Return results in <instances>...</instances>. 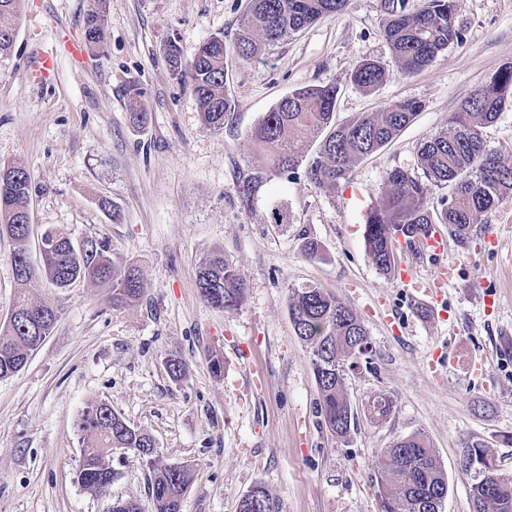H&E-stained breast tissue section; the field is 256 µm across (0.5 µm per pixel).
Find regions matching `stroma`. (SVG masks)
<instances>
[{
	"label": "stroma",
	"mask_w": 512,
	"mask_h": 512,
	"mask_svg": "<svg viewBox=\"0 0 512 512\" xmlns=\"http://www.w3.org/2000/svg\"><path fill=\"white\" fill-rule=\"evenodd\" d=\"M248 0H108L102 53L73 64L66 39H81L89 0H24L8 56L0 58V166L32 176L31 239L48 230L75 246L102 241L134 262L141 297L113 307L106 288L80 282L32 291L58 319L24 369L0 380V512H112L133 499L149 508L151 474L137 451L112 455L117 472L97 493L78 481L84 443L76 419L102 400L153 436L157 464L186 463L195 480L182 512H238L256 483L281 512H378L373 463L379 449L420 434L448 476L441 512H473L458 468L463 448L485 445L512 476V199L481 213L467 239L452 243L461 276L442 304L450 320H430L398 273L383 274L365 246V225L349 195L372 205L387 171L416 170L421 145L447 130L448 116L512 63V0H455L461 44L423 71L396 66L383 37V0H349L346 10L240 60L235 38ZM223 33L231 114L223 131L199 119L191 92L171 76L164 42L177 36L184 58ZM43 49L58 66L30 81ZM366 59L387 80L371 92L349 80ZM339 88L334 120L378 112L407 99L417 117L391 143L356 164L347 185L315 187L304 170L274 174L249 133L265 112L306 85ZM137 86L151 114L145 131L129 121L125 90ZM259 178L250 207L240 180ZM284 223H276V213ZM320 251L307 258L303 246ZM223 251L246 285L229 313L207 306L196 269ZM316 285L361 318L370 352L344 368L357 412L349 436L321 424L311 351L288 314L292 288ZM496 303L485 308L480 294ZM224 357L213 375L212 352ZM188 370L172 381L170 356ZM386 395L385 421L364 411Z\"/></svg>",
	"instance_id": "stroma-1"
}]
</instances>
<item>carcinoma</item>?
<instances>
[{
	"instance_id": "1",
	"label": "carcinoma",
	"mask_w": 512,
	"mask_h": 512,
	"mask_svg": "<svg viewBox=\"0 0 512 512\" xmlns=\"http://www.w3.org/2000/svg\"><path fill=\"white\" fill-rule=\"evenodd\" d=\"M348 0H249L235 41L243 61L258 57L266 48L318 20L343 11ZM21 0H0V57L10 53L16 28L9 19L19 15ZM107 0H90L84 21L85 44L103 49ZM383 35L401 70L415 74L431 65L452 44L464 40L457 24L455 0H428L417 12L386 5ZM165 58L172 77L189 86L201 122L214 131L224 130L231 101L226 92L224 35L204 40L194 56L183 57L178 40L166 43ZM387 78L385 66L365 60L349 79L370 92ZM131 123L148 125L149 112L139 100L137 88L126 90ZM338 87L334 83L307 85L294 90L291 99L279 101L251 131L264 161L276 174L301 166L303 144L313 133H325L305 173L317 188L334 190L346 181L358 162L389 144L417 116V101H397L380 112H362L337 125L334 112ZM512 105V65L476 89L459 111L450 115L449 131L426 141L418 153L417 174L403 169L386 172L385 191L369 212L365 245L372 262L385 274L396 265L395 243L407 244L425 236L431 224H446L464 240L476 216L512 198V166L487 150L483 129ZM450 186L452 193L437 211L428 203L427 183ZM258 180L247 178L238 185L243 206L251 205ZM31 175L23 167L0 168V235L13 242L12 261L18 284L13 303L20 317L11 327L0 323V379L22 370L31 355L50 335L58 314L50 305L30 300L29 290L49 283L67 288L91 280L112 289V306L120 307L140 297L143 281L134 264L111 258L103 242L79 249L71 239L50 230L44 232L48 247L40 250L41 264L30 257L29 215ZM196 283L200 298L209 306L231 312L245 299L246 286L224 253L214 252L199 263ZM288 314L294 332L311 350V365L320 394V415L328 433L346 437L357 412L343 390L345 362L366 354L369 336L358 315L334 293L319 286L291 289ZM392 408V400L379 396L371 401V417L380 420ZM86 446L78 479L83 488L96 492L112 484L117 473L110 464L112 450L129 448L152 465L149 493L152 512H181L183 498L194 481L189 465H154L157 449L152 436L129 425L101 400L86 404L78 420ZM462 456L470 459L475 476L467 477L475 512H512V479L499 478L488 449L475 444ZM376 496L380 512H416L414 499L448 494V477L426 439L414 434L397 439L379 451L375 462ZM262 498L244 512H280L279 502L263 484L255 485Z\"/></svg>"
}]
</instances>
